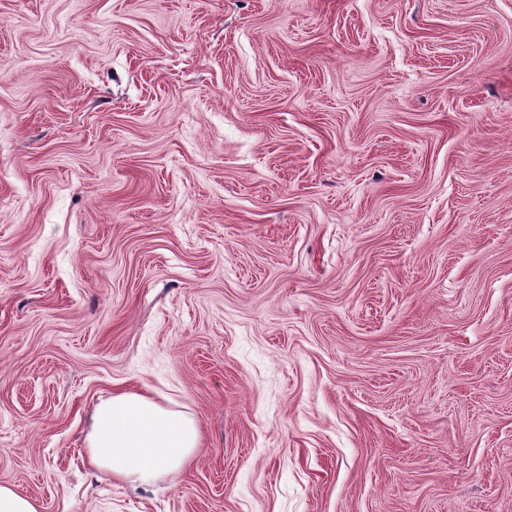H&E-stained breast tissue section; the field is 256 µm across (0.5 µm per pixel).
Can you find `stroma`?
Returning a JSON list of instances; mask_svg holds the SVG:
<instances>
[{
  "mask_svg": "<svg viewBox=\"0 0 512 512\" xmlns=\"http://www.w3.org/2000/svg\"><path fill=\"white\" fill-rule=\"evenodd\" d=\"M119 389L188 468L91 466ZM0 485L512 512V0H0ZM198 441L192 417L127 390L96 405L86 447L93 466L137 490L190 465Z\"/></svg>",
  "mask_w": 512,
  "mask_h": 512,
  "instance_id": "1",
  "label": "stroma"
}]
</instances>
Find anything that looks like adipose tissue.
Listing matches in <instances>:
<instances>
[{"instance_id": "obj_1", "label": "adipose tissue", "mask_w": 512, "mask_h": 512, "mask_svg": "<svg viewBox=\"0 0 512 512\" xmlns=\"http://www.w3.org/2000/svg\"><path fill=\"white\" fill-rule=\"evenodd\" d=\"M198 441L192 417L127 390L96 405L86 447L93 466L136 490L190 465Z\"/></svg>"}]
</instances>
